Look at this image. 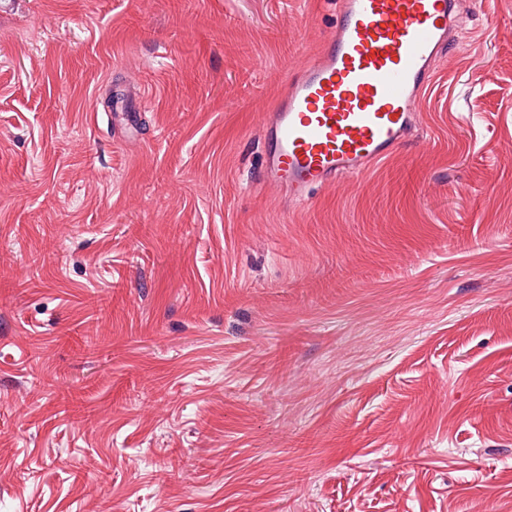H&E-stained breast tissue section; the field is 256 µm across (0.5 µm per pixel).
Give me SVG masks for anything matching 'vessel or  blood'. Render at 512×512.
<instances>
[{"label":"vessel or blood","instance_id":"1","mask_svg":"<svg viewBox=\"0 0 512 512\" xmlns=\"http://www.w3.org/2000/svg\"><path fill=\"white\" fill-rule=\"evenodd\" d=\"M456 9V0H340L334 34L268 116L262 177L300 198L413 137L419 94L455 46Z\"/></svg>","mask_w":512,"mask_h":512}]
</instances>
